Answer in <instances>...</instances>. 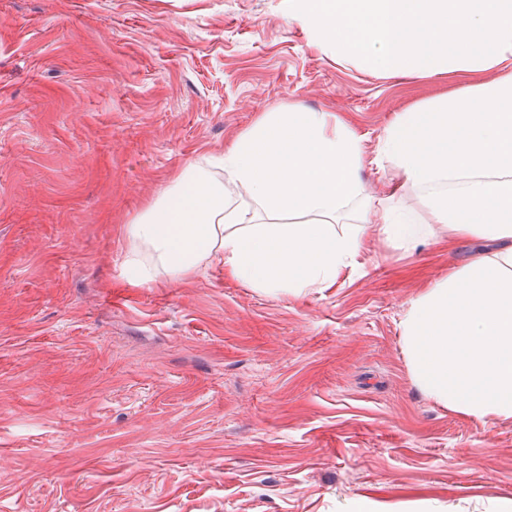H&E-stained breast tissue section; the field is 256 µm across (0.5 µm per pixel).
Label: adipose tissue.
Returning <instances> with one entry per match:
<instances>
[{
    "instance_id": "adipose-tissue-1",
    "label": "adipose tissue",
    "mask_w": 512,
    "mask_h": 512,
    "mask_svg": "<svg viewBox=\"0 0 512 512\" xmlns=\"http://www.w3.org/2000/svg\"><path fill=\"white\" fill-rule=\"evenodd\" d=\"M288 18L383 77L482 79L395 113L373 157L336 113L295 102L262 113L225 148L223 179L189 165L130 225L128 281H179L214 259L267 294L333 287L364 248L361 173L387 162L422 210L384 209V238L413 249L442 226L486 245L406 308L411 379L455 413L512 421V0H288Z\"/></svg>"
}]
</instances>
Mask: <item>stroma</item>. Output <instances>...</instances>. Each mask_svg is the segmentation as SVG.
Returning a JSON list of instances; mask_svg holds the SVG:
<instances>
[{
	"instance_id": "stroma-1",
	"label": "stroma",
	"mask_w": 512,
	"mask_h": 512,
	"mask_svg": "<svg viewBox=\"0 0 512 512\" xmlns=\"http://www.w3.org/2000/svg\"><path fill=\"white\" fill-rule=\"evenodd\" d=\"M465 81L337 62L288 0H0V512H512V421L420 393L400 327L480 243L370 223L298 297L124 274L128 224L262 113L372 151Z\"/></svg>"
}]
</instances>
